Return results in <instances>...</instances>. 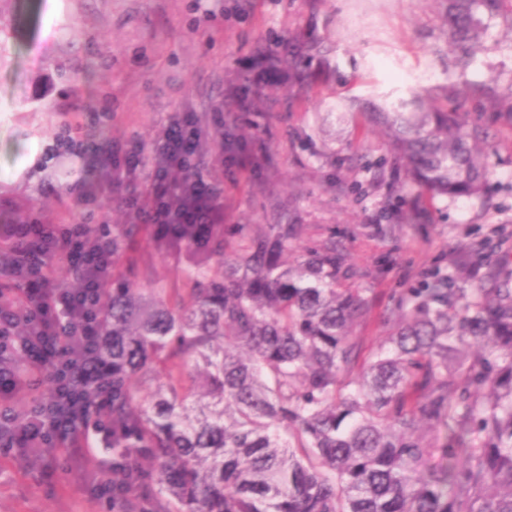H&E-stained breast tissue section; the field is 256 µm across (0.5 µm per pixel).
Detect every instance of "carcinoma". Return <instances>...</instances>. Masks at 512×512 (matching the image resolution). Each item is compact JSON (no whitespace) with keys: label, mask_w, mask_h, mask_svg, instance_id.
Instances as JSON below:
<instances>
[{"label":"carcinoma","mask_w":512,"mask_h":512,"mask_svg":"<svg viewBox=\"0 0 512 512\" xmlns=\"http://www.w3.org/2000/svg\"><path fill=\"white\" fill-rule=\"evenodd\" d=\"M512 0H448L443 25L465 69ZM311 47H285L292 68ZM387 98L371 113L407 175L434 198L476 195L484 131L450 100ZM179 224L160 240L190 255L178 288L112 284V472L121 512H512V268L477 285L435 270L384 319L367 361L332 236L294 265L288 225L261 234ZM223 258L218 276L212 261ZM156 382L146 400L135 382ZM446 429L440 437V428Z\"/></svg>","instance_id":"1"}]
</instances>
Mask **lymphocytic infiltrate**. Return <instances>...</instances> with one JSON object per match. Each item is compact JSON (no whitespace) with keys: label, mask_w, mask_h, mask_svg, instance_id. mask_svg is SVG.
Wrapping results in <instances>:
<instances>
[{"label":"lymphocytic infiltrate","mask_w":512,"mask_h":512,"mask_svg":"<svg viewBox=\"0 0 512 512\" xmlns=\"http://www.w3.org/2000/svg\"><path fill=\"white\" fill-rule=\"evenodd\" d=\"M199 144L197 119L188 112L166 126L152 158L117 147L100 165L116 187L143 177L144 194L129 197L136 223L158 233L169 224L209 232L224 221V190L196 175ZM61 262L74 287L59 280ZM113 263L111 242L68 209L51 220L0 225V439L20 448L32 468L44 465L41 448L65 449L75 463L98 456L94 491L115 501L128 492L112 485V360L101 350ZM44 382L47 392L16 413L14 394Z\"/></svg>","instance_id":"obj_1"}]
</instances>
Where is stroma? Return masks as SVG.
I'll return each mask as SVG.
<instances>
[{
  "instance_id": "obj_1",
  "label": "stroma",
  "mask_w": 512,
  "mask_h": 512,
  "mask_svg": "<svg viewBox=\"0 0 512 512\" xmlns=\"http://www.w3.org/2000/svg\"><path fill=\"white\" fill-rule=\"evenodd\" d=\"M445 0H39L28 11L0 0V26L15 35L0 54V225L45 219L68 202L77 221L121 237L120 272L140 287L177 286V256L158 251L147 231L128 234L127 189L68 154L17 175L29 141L51 149L72 118L99 152L135 145L152 152L171 116L194 113L201 129L198 170L224 187L228 224H291L289 263L335 237L345 287L371 302L353 333L364 348L385 336L384 314L403 290L439 269L512 259V114L497 111L475 85L497 76L512 85V29L490 26L467 70L452 63L442 26ZM306 41L296 71L258 66L259 55ZM413 87L436 96L460 91L468 124L485 129L480 159L491 177L479 195L451 200L418 192L395 151L355 100ZM234 137L260 163L242 178L220 145ZM103 184L96 203L71 184ZM19 465L0 448V512H104L93 490L98 461L78 470Z\"/></svg>"
}]
</instances>
